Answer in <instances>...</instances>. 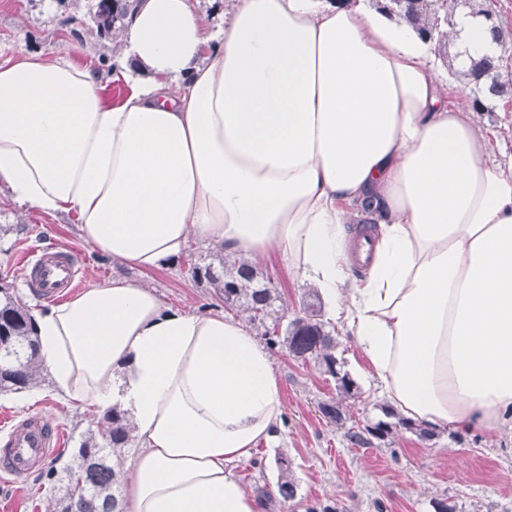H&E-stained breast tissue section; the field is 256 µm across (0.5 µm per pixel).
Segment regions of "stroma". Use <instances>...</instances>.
I'll list each match as a JSON object with an SVG mask.
<instances>
[{
  "label": "stroma",
  "instance_id": "stroma-1",
  "mask_svg": "<svg viewBox=\"0 0 512 512\" xmlns=\"http://www.w3.org/2000/svg\"><path fill=\"white\" fill-rule=\"evenodd\" d=\"M86 10V0H0V65L29 53L62 54L99 72L107 102L123 101L129 85L112 73L124 60V41L99 38ZM485 104L486 111L476 115L478 125L494 158L511 161L512 98L490 97ZM60 241L74 248L82 284L121 274L147 284L172 307L199 314L224 308L214 289L194 280L189 271L194 263H218L223 256L219 249L193 244L177 265L143 274L85 243L69 217L18 207L8 191L0 192V286L30 311L45 310L48 303L30 288L24 256ZM255 267L277 288L287 313H297L307 285L292 281L279 260L259 261ZM334 335L336 356L360 393L344 402L340 425L318 410L321 402L336 398L335 381L314 362L294 359L281 348L271 351L281 384L282 427L274 441L259 445L234 468L247 488L261 493L263 512H436L440 501L455 506L456 512H512L511 430L433 431L423 437L400 427L385 438L352 444L348 429L382 419L385 402L352 336L340 328ZM26 415L40 416L46 427L59 429L61 446L23 483L0 473V512H52L62 490L52 487L48 471L70 465L81 440L97 432L100 420L93 409L69 407L46 377L19 392H0V446L11 419ZM282 458L295 481V497L286 503L277 488Z\"/></svg>",
  "mask_w": 512,
  "mask_h": 512
}]
</instances>
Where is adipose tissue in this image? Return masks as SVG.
<instances>
[{
  "label": "adipose tissue",
  "instance_id": "1",
  "mask_svg": "<svg viewBox=\"0 0 512 512\" xmlns=\"http://www.w3.org/2000/svg\"><path fill=\"white\" fill-rule=\"evenodd\" d=\"M229 2L213 38L191 0H144L126 57L146 76L122 68L117 105L66 57L0 65V187L141 272L193 242L277 257L403 416L512 429V162L491 160L471 99L449 102L423 39L362 0ZM488 26L456 16L459 70L495 53ZM366 220L357 278L351 227ZM34 326L64 398L127 413L128 512H261L232 466L275 439L283 403L243 319L117 275Z\"/></svg>",
  "mask_w": 512,
  "mask_h": 512
}]
</instances>
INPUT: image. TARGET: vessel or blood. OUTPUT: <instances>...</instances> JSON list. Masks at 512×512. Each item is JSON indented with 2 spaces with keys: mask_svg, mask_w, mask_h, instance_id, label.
I'll return each instance as SVG.
<instances>
[{
  "mask_svg": "<svg viewBox=\"0 0 512 512\" xmlns=\"http://www.w3.org/2000/svg\"><path fill=\"white\" fill-rule=\"evenodd\" d=\"M76 256L66 246H57L31 254L26 261L29 283L43 299L64 297L77 288ZM58 432L48 430L40 419L25 418L10 430L6 447L0 448V470L21 481L42 465L59 444Z\"/></svg>",
  "mask_w": 512,
  "mask_h": 512,
  "instance_id": "vessel-or-blood-1",
  "label": "vessel or blood"
}]
</instances>
